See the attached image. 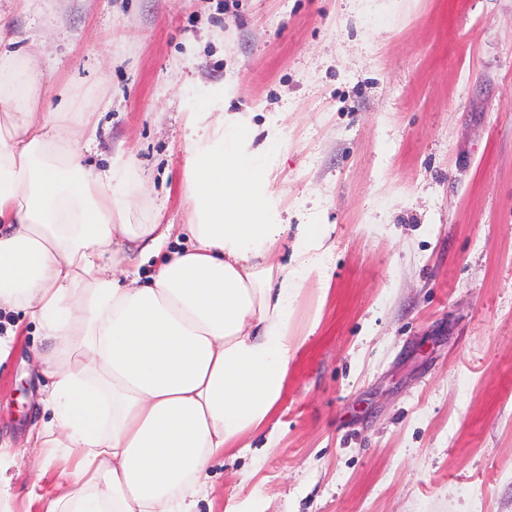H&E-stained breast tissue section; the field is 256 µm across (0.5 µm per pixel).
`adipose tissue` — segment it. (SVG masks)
Returning a JSON list of instances; mask_svg holds the SVG:
<instances>
[{
    "mask_svg": "<svg viewBox=\"0 0 512 512\" xmlns=\"http://www.w3.org/2000/svg\"><path fill=\"white\" fill-rule=\"evenodd\" d=\"M18 41L0 21V311L38 323L54 418L29 438V495L43 512H194L210 465L283 396L289 305L315 268L303 248L279 258L287 227L263 192L277 147L249 155L245 131L214 130L189 149L191 223L132 222L129 169L86 172L71 97L40 110Z\"/></svg>",
    "mask_w": 512,
    "mask_h": 512,
    "instance_id": "obj_1",
    "label": "adipose tissue"
}]
</instances>
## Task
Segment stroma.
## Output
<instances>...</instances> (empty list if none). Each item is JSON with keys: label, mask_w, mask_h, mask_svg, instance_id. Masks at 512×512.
<instances>
[{"label": "stroma", "mask_w": 512, "mask_h": 512, "mask_svg": "<svg viewBox=\"0 0 512 512\" xmlns=\"http://www.w3.org/2000/svg\"><path fill=\"white\" fill-rule=\"evenodd\" d=\"M87 169L191 218L205 125L282 144L266 194L319 269L292 299L273 433L197 512H512V0H0ZM324 227L321 248L309 225ZM0 439L43 420L36 323L0 312Z\"/></svg>", "instance_id": "35a3bbf8"}]
</instances>
